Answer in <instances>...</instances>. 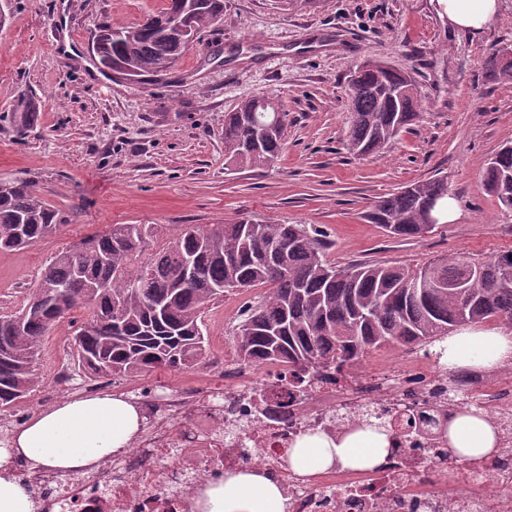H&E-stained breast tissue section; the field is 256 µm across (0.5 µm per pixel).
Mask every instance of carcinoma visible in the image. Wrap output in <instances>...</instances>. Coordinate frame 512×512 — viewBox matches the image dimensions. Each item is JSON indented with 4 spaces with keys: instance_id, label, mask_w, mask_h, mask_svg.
I'll list each match as a JSON object with an SVG mask.
<instances>
[{
    "instance_id": "carcinoma-1",
    "label": "carcinoma",
    "mask_w": 512,
    "mask_h": 512,
    "mask_svg": "<svg viewBox=\"0 0 512 512\" xmlns=\"http://www.w3.org/2000/svg\"><path fill=\"white\" fill-rule=\"evenodd\" d=\"M178 13L193 34L224 19V0H169L128 26H100L98 65L132 79L170 71L189 43L166 31ZM486 68L512 80V62L493 53ZM348 149L368 156L419 118L413 78L379 62L354 73L346 90ZM285 112L252 98L224 114V159L272 165L285 144ZM483 185L512 209V147L485 164ZM448 187L435 178L381 198L367 218L392 237L425 235L427 210L439 215ZM66 219L28 181H0V249L16 250L56 233ZM156 224H113L59 252L23 304L0 313V412L25 401L43 382L35 361L45 337L84 309L68 353L80 376L110 379L196 366L207 357L204 313L226 293L268 287L238 314L232 339L248 364L284 362L296 382L323 368L341 374L367 354L393 345L432 347L463 326H512V250L487 258L438 259L421 268L383 263L338 266L327 259L326 232L307 224L188 226L143 258Z\"/></svg>"
}]
</instances>
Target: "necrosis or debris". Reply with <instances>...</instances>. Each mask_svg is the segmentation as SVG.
Returning a JSON list of instances; mask_svg holds the SVG:
<instances>
[{
    "label": "necrosis or debris",
    "instance_id": "necrosis-or-debris-1",
    "mask_svg": "<svg viewBox=\"0 0 512 512\" xmlns=\"http://www.w3.org/2000/svg\"><path fill=\"white\" fill-rule=\"evenodd\" d=\"M205 385L143 396L148 432L91 471L23 472L41 512H194L205 484L242 468L281 486L285 512H512V387L479 371L449 377L433 354L373 359L344 379L285 384L281 364L213 360ZM497 429L500 452L476 464L451 456L448 425L468 400ZM374 426L390 437L378 467L303 477L289 464L298 437L329 439Z\"/></svg>",
    "mask_w": 512,
    "mask_h": 512
}]
</instances>
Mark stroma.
<instances>
[{"mask_svg":"<svg viewBox=\"0 0 512 512\" xmlns=\"http://www.w3.org/2000/svg\"><path fill=\"white\" fill-rule=\"evenodd\" d=\"M167 0H11L0 16V181L24 179L68 222L17 252L0 251V309L60 251L114 224L238 221L314 224L333 243L331 262L416 268L439 258H482L512 249V212L485 190L482 168L512 146V81L485 60L512 49V0L483 33L451 29L433 0H224L221 25L197 35L168 74L136 82L102 74L91 47L103 22L130 25ZM376 60L407 71L420 117L383 151L348 152V76ZM267 95L287 114L281 156L268 168L224 160V114ZM29 101L34 124L18 135L8 116ZM440 177L461 207L456 222L419 238L388 236L365 214L379 197ZM264 292L225 294L204 322L210 355L233 348L239 307ZM70 327L48 336L43 383L0 415V448L13 430L66 394L179 390L202 383L208 364L56 387Z\"/></svg>","mask_w":512,"mask_h":512,"instance_id":"obj_1","label":"stroma"}]
</instances>
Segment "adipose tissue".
<instances>
[{"mask_svg": "<svg viewBox=\"0 0 512 512\" xmlns=\"http://www.w3.org/2000/svg\"><path fill=\"white\" fill-rule=\"evenodd\" d=\"M439 15L452 28L478 35L494 16L498 0H436ZM442 363L451 370L496 369L512 363V332L464 327L444 340ZM136 403L122 393H76L41 411L19 428L8 447L0 448V512H34L30 490L12 475L15 460L35 471L65 473L95 466L130 447L143 427ZM449 439L465 459L490 456L496 432L484 417L461 411ZM388 454L386 435L365 428L331 441L319 435L299 438L291 451L292 469L314 475L333 466L372 468ZM197 512H284L279 484L262 471L229 474L223 482L204 487Z\"/></svg>", "mask_w": 512, "mask_h": 512, "instance_id": "ef3b65f1", "label": "adipose tissue"}]
</instances>
